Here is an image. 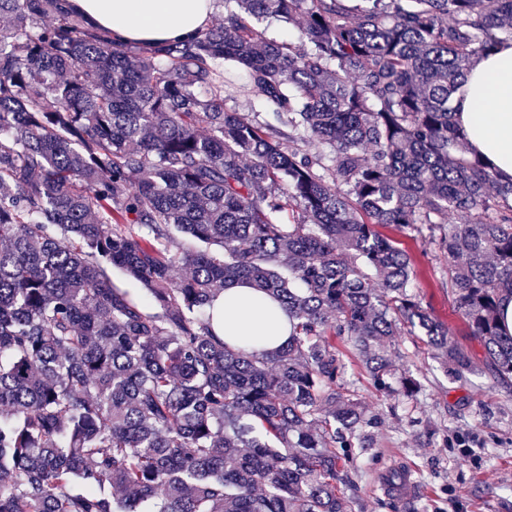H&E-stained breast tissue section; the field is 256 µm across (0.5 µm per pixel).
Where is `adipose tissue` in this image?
<instances>
[{"instance_id": "1", "label": "adipose tissue", "mask_w": 512, "mask_h": 512, "mask_svg": "<svg viewBox=\"0 0 512 512\" xmlns=\"http://www.w3.org/2000/svg\"><path fill=\"white\" fill-rule=\"evenodd\" d=\"M70 8L114 42L158 45L192 38L205 29L215 0H68ZM458 126L472 152L504 183L512 181V41L499 44L471 67L453 103ZM213 328L229 344L261 337L271 351L287 341L288 313L245 284L225 289L214 302Z\"/></svg>"}]
</instances>
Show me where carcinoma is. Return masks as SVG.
I'll list each match as a JSON object with an SVG mask.
<instances>
[{
	"instance_id": "carcinoma-1",
	"label": "carcinoma",
	"mask_w": 512,
	"mask_h": 512,
	"mask_svg": "<svg viewBox=\"0 0 512 512\" xmlns=\"http://www.w3.org/2000/svg\"><path fill=\"white\" fill-rule=\"evenodd\" d=\"M1 16L0 512H353L377 418L336 339L383 392L400 322L445 372L472 365L385 225L448 253V293L512 390V183L468 156L453 108L512 40V0H225L223 24L160 46L116 45L67 0ZM267 17L300 20L307 47L266 40ZM218 60L277 124L224 108ZM292 204L306 221H281ZM175 231L198 247L171 252ZM240 281L288 309L281 348L214 332Z\"/></svg>"
}]
</instances>
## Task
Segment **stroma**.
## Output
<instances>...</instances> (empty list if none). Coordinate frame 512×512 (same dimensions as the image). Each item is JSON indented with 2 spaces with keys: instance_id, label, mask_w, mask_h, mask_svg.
<instances>
[{
  "instance_id": "stroma-1",
  "label": "stroma",
  "mask_w": 512,
  "mask_h": 512,
  "mask_svg": "<svg viewBox=\"0 0 512 512\" xmlns=\"http://www.w3.org/2000/svg\"><path fill=\"white\" fill-rule=\"evenodd\" d=\"M217 67L232 80L224 89L225 107L251 122L269 121L261 96L238 69L224 61ZM384 233L411 256L423 307L471 352L474 368L466 379L448 378L423 343L405 332L391 348L394 373L412 372L421 389L411 397L398 388L382 395L351 346L339 343L343 382L354 385L367 410L381 417L371 446L357 455L351 471L347 493L357 501L355 512H512V392L494 383L482 347L455 310L447 254L427 235L392 226ZM403 473L414 481L415 495L385 493L383 481Z\"/></svg>"
}]
</instances>
